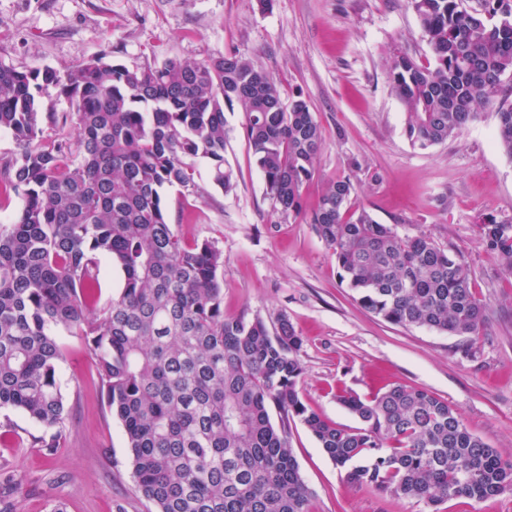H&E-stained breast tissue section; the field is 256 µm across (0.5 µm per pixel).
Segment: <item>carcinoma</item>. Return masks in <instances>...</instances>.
I'll return each mask as SVG.
<instances>
[{"label":"carcinoma","instance_id":"1","mask_svg":"<svg viewBox=\"0 0 512 512\" xmlns=\"http://www.w3.org/2000/svg\"><path fill=\"white\" fill-rule=\"evenodd\" d=\"M410 2L434 59L423 66L398 53L390 66L411 144L443 143L491 106L512 158V102L500 96L512 81V0ZM54 95L73 111L54 112ZM236 106L266 193L282 215L312 225L365 309L452 336L484 325L487 308L461 255L354 208L352 177L330 180L304 212L321 127L301 97L284 105L277 81L251 59L230 52L130 68L103 53L62 72L0 63V132L16 146L0 165V191L24 201L0 231V409L22 412L43 430L31 447L54 451L67 415L58 379L65 333L94 357L154 512H308L291 420L348 482L395 499L437 505L512 491V460L447 401L400 385L371 398L341 392L360 426H340L300 396L303 338L286 315L271 326L259 315L224 316L223 253L174 233L166 190L194 186L197 157L215 185L232 189L224 110ZM45 120L75 126V141L47 139ZM480 234L512 274V221L484 216ZM103 259L123 286L100 306Z\"/></svg>","mask_w":512,"mask_h":512}]
</instances>
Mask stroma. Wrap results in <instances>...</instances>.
<instances>
[{"label":"stroma","instance_id":"stroma-1","mask_svg":"<svg viewBox=\"0 0 512 512\" xmlns=\"http://www.w3.org/2000/svg\"><path fill=\"white\" fill-rule=\"evenodd\" d=\"M236 51L305 99L323 143L303 192L313 209L326 183L354 177L353 205L400 234L460 251L477 299L489 308L473 336L398 326L366 311L342 283L336 260L304 219L281 216L241 131L225 111L224 159L234 186L213 184L206 159L192 163L193 191L167 190L170 222L188 244L224 254V313L287 315L304 339L299 392L324 418H355L336 399L371 397L392 385L448 401L485 443L512 457V275L482 243L483 215L512 220V158L499 147L493 108L447 141L414 147L388 70L397 53L432 54L410 0H0V63L64 70L106 53L127 66ZM60 379L68 415L52 454L30 447L39 427L0 409V504L9 512H153L132 476L124 431L101 392L80 337L61 336ZM290 444L311 490L308 512H512V491L431 506L347 482L299 421Z\"/></svg>","mask_w":512,"mask_h":512}]
</instances>
